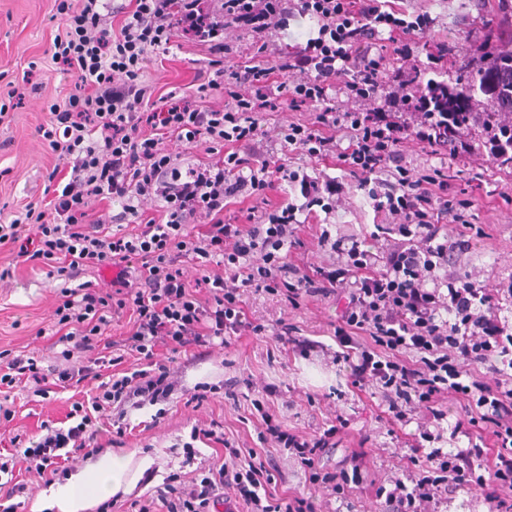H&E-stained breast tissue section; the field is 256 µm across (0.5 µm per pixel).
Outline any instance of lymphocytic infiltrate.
<instances>
[{"label":"lymphocytic infiltrate","instance_id":"f902f5d3","mask_svg":"<svg viewBox=\"0 0 512 512\" xmlns=\"http://www.w3.org/2000/svg\"><path fill=\"white\" fill-rule=\"evenodd\" d=\"M296 15L315 20L316 36L273 56L260 50L229 65L221 59L225 28L273 33ZM53 18L51 61L74 78L62 101L48 102L49 119L37 128L57 162L43 198L0 224V249H15L18 262L65 281L49 335L61 352L45 367L33 353L0 351V394L30 383L39 397L56 387L84 388L85 397L71 404L72 425L43 424L29 444L11 437L0 473L57 472L97 451L101 420L168 399L178 380L160 349L196 351L264 335L265 325L244 311L248 292L292 303L341 293L336 336L350 383L381 388L391 422L407 424L418 408L439 422L448 414L447 397L466 399L453 431L467 437V447L428 450L433 434L420 432L413 443L422 459L417 478L378 487L376 497L388 512H428L436 496L468 486L481 492L487 512H512V324L499 315V298L512 299V284L489 288L454 271L455 257L472 246L475 226L465 216L472 202L461 198L445 168L418 172L404 163L409 140L435 155L471 151L470 110L456 106L458 89L446 79L453 46L437 42L422 56L411 46L429 32V16L406 15L389 0H217L209 11L201 0H54ZM386 31L405 39L390 56L373 54L372 40ZM182 33L213 58L194 92L173 90L152 106L148 66ZM243 85L249 95L239 94ZM335 88L357 108L339 110ZM214 91L227 96L224 108L208 105ZM283 108L310 109L315 117L289 122L283 157L253 166L263 113ZM343 129L353 133L345 146L336 139ZM193 149L203 158L187 159ZM290 152L317 161L335 156L374 212L392 218L394 242L375 253L365 242L324 231L319 244L345 255L344 265L302 269L292 250L303 220L331 213L341 186L290 169ZM283 181L299 188L302 204L271 202ZM245 198L257 205L244 221L226 219L228 207ZM103 201L120 205L117 221L132 217L136 226L115 231L94 220L92 207ZM148 201L157 214L143 222L139 209ZM447 219L460 224L456 237H442ZM188 262L201 272L192 281ZM104 265L121 268L110 290L79 282L83 271ZM123 312L131 327L113 336L112 321ZM362 335L371 348L354 346ZM481 366L486 376H478ZM262 420L310 484L346 492L350 475L318 463L336 428L303 437L282 430L271 415ZM197 436L223 445L224 459L188 482L164 478L153 495L160 512H219L224 489L244 512H317L312 497L270 491L271 456L235 447L211 427Z\"/></svg>","mask_w":512,"mask_h":512}]
</instances>
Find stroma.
<instances>
[{
  "mask_svg": "<svg viewBox=\"0 0 512 512\" xmlns=\"http://www.w3.org/2000/svg\"><path fill=\"white\" fill-rule=\"evenodd\" d=\"M400 6L430 16L432 39L454 46L455 52L448 58L449 78H457L463 62L480 64L485 57L512 49V26L503 23L498 0H401ZM51 8L52 0H0V94L6 93L7 82L21 78L32 60L39 63L33 80L42 86L40 93H26L22 107L13 110L11 121L0 123V205L8 204L13 212L43 195L47 173L56 159L36 128L48 117V101L62 99L72 82L71 76L45 60L55 33L49 21ZM316 29L311 19L295 17L286 30L269 37L228 28L224 41L234 49L266 42H303ZM207 56L205 48L190 36L179 35L177 47L150 66L147 80L160 94L188 87ZM404 151L412 169L447 166L456 186L475 198L472 222L483 227L485 236L474 240L471 250L458 257L457 271L490 288L512 281V178L494 172L479 185L473 179L476 164L471 159L445 163L428 156L414 141L406 142ZM289 164L323 180L346 182L334 211L317 217L332 238L360 239L373 232L379 216L364 192L347 182L335 159L314 162L294 154ZM61 287V281L46 271L18 266L15 278L0 285V351H33L43 364H53L54 354L39 332L52 325ZM244 309L254 322L268 325L281 320L295 326L301 336L311 340V347L299 352L268 336H243L233 339L230 346H217L207 353H175L173 367L179 384L170 399L129 410L135 428L124 437H117L111 424L101 425L98 451L78 460L70 470L48 480L21 473L29 492L23 495L18 512H51L45 505L50 489L67 484L71 476L80 473L91 474L98 484L117 485L113 498L118 504L147 500L152 488L168 475L174 473L187 480L214 461L213 443L191 438L194 429L208 427L213 421L221 423L226 438L235 446L262 447L272 455L278 468L277 492L313 496L320 512H383L375 490L406 474L409 446L425 422L423 413H415L407 426L390 425L380 388L351 387L347 368L336 356L339 346L334 328L339 305L335 300L306 297L294 306L284 296L256 292L247 295ZM228 382L235 385L230 398L220 391ZM202 384L215 386V393L201 404L188 402L187 390ZM70 396L67 390L46 399L17 395L12 428L34 436L42 422L64 421ZM256 399L263 400L282 429L300 436L322 433L337 419H345L346 429L339 434L336 447L322 452L320 466L338 471L355 451H364L358 462V489L343 498L330 485H310L290 451L272 440L260 443L262 419L252 406ZM113 457L124 463L117 478L99 470L102 461Z\"/></svg>",
  "mask_w": 512,
  "mask_h": 512,
  "instance_id": "stroma-1",
  "label": "stroma"
}]
</instances>
